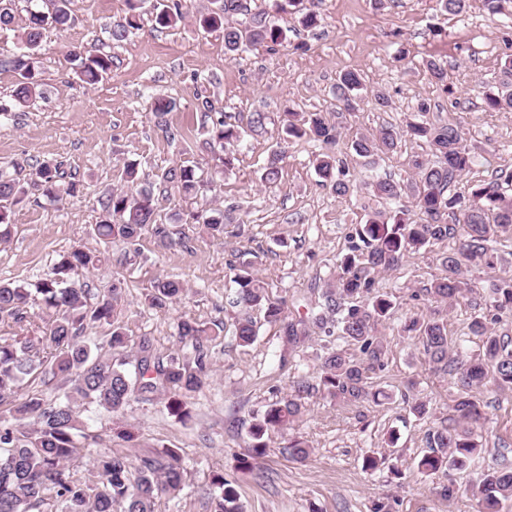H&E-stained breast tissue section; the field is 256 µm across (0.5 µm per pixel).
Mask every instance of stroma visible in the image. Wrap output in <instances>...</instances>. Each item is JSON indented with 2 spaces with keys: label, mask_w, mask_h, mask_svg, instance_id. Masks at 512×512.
I'll list each match as a JSON object with an SVG mask.
<instances>
[{
  "label": "stroma",
  "mask_w": 512,
  "mask_h": 512,
  "mask_svg": "<svg viewBox=\"0 0 512 512\" xmlns=\"http://www.w3.org/2000/svg\"><path fill=\"white\" fill-rule=\"evenodd\" d=\"M182 4L184 20L158 28L150 20L153 0H144L141 29L116 44L110 30L126 14V0H72L69 26L47 29L36 52L46 96L31 106H16L15 74L0 67V104L15 112L0 128V168L23 160L58 162L80 183L77 196L63 202L52 204L32 193L15 206L9 235L0 241V284L35 283L58 254L75 247L102 253L103 265L84 276L89 300L113 278H122L126 294L120 319L131 335L150 338L163 355L178 346L179 320H233L236 312L225 307L224 290L237 268L258 277L273 297L285 301L288 312L306 310L347 252L350 234L367 212L386 204L364 189L340 197L321 186L315 148L303 139L290 140L279 181L263 183L262 168L283 137V114L289 110L340 119L336 154L346 159L352 134L388 123L405 125L425 102L432 119L463 127L475 163L462 185L490 179L499 169L512 171V110L494 112L484 103L486 92L498 90L504 64L512 59V41L505 36L512 30V0H502L495 14L483 0H469L467 11L458 15L442 10L438 0H321L318 27L304 29L298 14L278 13L286 42L253 47L233 59L224 54L222 31L206 33L195 22L209 0ZM300 42L306 50H297ZM77 52L109 54L112 68L96 85L82 86L75 76ZM430 59L446 66L447 86L431 80L425 68ZM348 69L361 73L363 87L356 111L339 115L333 88L337 75ZM376 88L390 95L391 111L374 109L370 92ZM159 94L177 101L160 122L147 107ZM206 100L211 109L203 108ZM254 109L265 112V128L244 135L232 171H223L217 165L221 147L205 129L221 114ZM127 163L137 164L141 185L153 188L163 223L232 205L244 235L202 241L188 224L190 248L163 245L149 233L140 255L124 261L125 243L99 241L92 227L100 214L99 197L119 188ZM182 163L194 165L204 178L198 194L186 196L165 186L163 173ZM449 247L446 241L436 243L377 279L396 300L380 330L388 344V366L373 377L388 395L384 404L342 408L322 396L310 397L302 419L273 434L255 468L239 470L237 459L252 443L254 416L313 370L321 354L322 333L290 349L277 327L265 323L251 347L224 336L212 341L211 377L186 395L191 411L186 420L169 413L163 395L133 399L117 414L77 403L76 416L90 435L78 468H88L110 450L137 461L164 448L178 449L184 489L178 497H161L156 512H207L203 491L216 474L234 481L245 512H371L377 501L389 504L391 512H475V471L418 472L429 424L415 418L404 401L405 393L420 391L433 417L445 418L456 395L451 377L432 373L417 340L402 336L405 315L442 318L453 341L470 355L479 352L478 338L469 333L473 309L447 306L425 292ZM163 276L180 279L187 288L183 300L165 310L144 302ZM480 399L487 414L481 462L501 454L512 458V394L487 389ZM292 439L309 445L308 460L289 457L286 445ZM390 445L402 478L385 467L364 469L365 456L384 454ZM450 481L457 495L448 501L438 489Z\"/></svg>",
  "instance_id": "obj_1"
}]
</instances>
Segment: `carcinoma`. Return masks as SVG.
<instances>
[{
  "label": "carcinoma",
  "mask_w": 512,
  "mask_h": 512,
  "mask_svg": "<svg viewBox=\"0 0 512 512\" xmlns=\"http://www.w3.org/2000/svg\"><path fill=\"white\" fill-rule=\"evenodd\" d=\"M129 12L112 26V42L126 40L139 29V0H128ZM52 10H28L21 26L24 51L0 61L16 75L13 99L20 105L43 95L33 55L48 27L64 29L71 20L70 0H51ZM292 7L309 28L319 22L315 0H275V10ZM247 17L240 21L237 16ZM184 19L181 0H166L155 14V24L173 28ZM198 24L205 30L224 32V54L230 58L256 45H279L283 32L274 16L251 13L247 0H213V7L201 13ZM79 60L77 79L95 84L112 67V57L75 56ZM426 71L435 83L448 88L447 70L438 62H426ZM506 80L500 91L485 97L490 111L512 109V59L504 67ZM362 86L358 70L343 72L336 82L339 109L356 110V91ZM176 107V100L157 96L150 111L162 117ZM431 105L421 103L417 118L405 127L384 125L372 135L352 140L357 164L365 170L357 179L347 163L336 158L333 148L341 136L340 126L322 112H287L284 132L287 138H306L320 148L314 168L321 185L337 195H346L360 186L371 190L394 208L376 210L356 229L348 253L337 262L332 277L321 294L317 310L292 318L285 302L273 298L268 289L248 270L239 269L231 278L234 288L226 295L229 306L240 309L231 326H210L195 319H182L177 335L192 356L156 354L150 341L130 336L118 321L117 309L123 301L124 281L117 278L90 306L79 285L83 272L97 266L99 256L82 248L58 255L46 277L28 285H0V317L11 320L12 341L0 344V405L11 402V418L0 417V512H40L52 503L55 512H155L156 500L180 490L184 473L175 448L141 460L136 465L126 454L108 451L92 466L79 471L71 464L85 448L87 435L77 425L74 404L95 403L108 411L122 410L131 398L149 400L157 394L170 395L171 414L184 418L188 411L180 396L201 388L209 377L210 355L207 343L213 336L229 332L241 347H249L258 337V326L249 314L258 309L264 321L279 328L288 347L304 343L313 328L325 336L319 371L293 382L291 392L268 405L250 427L253 440L248 453L239 458V467L248 469L252 461L265 455L271 434L287 428L303 414L306 396L321 392L338 404L357 406L381 403V392L374 389L371 375L386 366L388 345L378 329L394 313L392 295L376 287V278L395 270L402 258L425 251L437 242L455 240V247L439 258L438 275L426 293L449 306L472 300L474 289L467 273L474 267H494L488 243L502 237L512 239V198L505 196L502 184L512 181V172H500L488 181L473 184L464 192L452 187L474 164V156L464 144L462 127L452 122L427 119ZM265 113H240L230 122H214L211 139L224 149L220 162L224 170L234 168V147L244 134L258 132L265 125ZM422 141L431 148L434 159L414 155L408 160V177L396 180L375 171L383 156L393 152L402 136ZM284 152L268 158L262 180L273 184L280 179ZM164 182L185 195H194L204 180L194 167L169 168ZM32 188L47 201L59 203L73 197L78 183L68 180L62 164L35 161L16 163L13 172L0 171V225L12 223V207ZM100 220L93 233L101 240L119 238L129 250L139 253L142 236L152 231L171 245H185L186 233L158 222V199L145 188L134 192L115 189L99 200ZM190 223L202 229L201 238L235 236L231 210L212 208L189 213ZM185 293L175 278L156 280L148 297L150 306L165 309ZM43 305L50 311L45 326L32 320L31 309ZM480 313L473 316L469 331L482 341V353L468 357L453 349L448 325L432 317L409 316L401 333L419 341L434 372L450 374L456 387L452 419H443L427 430L428 452L418 461L422 474H448L462 471L474 462L482 447L480 438L485 421L480 399L483 389L492 386L512 392V340L496 334L494 324L512 315V274L499 277L481 296ZM90 322L112 327L109 349L92 350L83 340ZM53 348L57 354L48 352ZM60 376L71 383L63 400H49L38 393L15 401L19 383L27 376ZM417 419L430 415L428 402L421 397L405 399ZM205 495L211 512H242L233 481L216 475ZM478 512H502L512 502V465L505 461L482 470L477 479Z\"/></svg>",
  "instance_id": "cac0c4a2"
}]
</instances>
